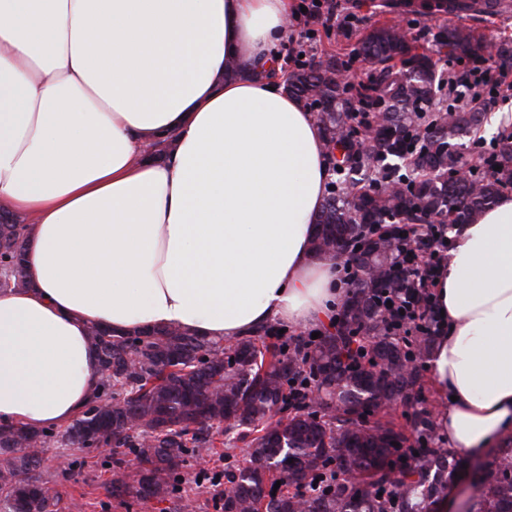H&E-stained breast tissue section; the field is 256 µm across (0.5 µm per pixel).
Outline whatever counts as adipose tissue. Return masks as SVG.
<instances>
[{"label": "adipose tissue", "mask_w": 512, "mask_h": 512, "mask_svg": "<svg viewBox=\"0 0 512 512\" xmlns=\"http://www.w3.org/2000/svg\"><path fill=\"white\" fill-rule=\"evenodd\" d=\"M293 0H0V211L29 288L0 293V425L64 428L98 378L90 325L221 341L327 328L337 257L311 249L330 178L272 75ZM247 62L229 76L225 65ZM431 383L450 447L512 428V196L451 228Z\"/></svg>", "instance_id": "ef3b65f1"}]
</instances>
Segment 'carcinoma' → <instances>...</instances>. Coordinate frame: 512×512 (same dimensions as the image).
<instances>
[{
	"label": "carcinoma",
	"mask_w": 512,
	"mask_h": 512,
	"mask_svg": "<svg viewBox=\"0 0 512 512\" xmlns=\"http://www.w3.org/2000/svg\"><path fill=\"white\" fill-rule=\"evenodd\" d=\"M439 39L460 59L484 56V44L468 30L448 27ZM413 49L402 29L369 31L358 53L373 70L360 99L339 80L347 68L334 56L287 79L288 92L315 113L336 176L316 218L312 248L346 253L354 270L343 325L312 349L297 339L266 342L275 335L271 325L225 346L181 328L114 335L91 325L100 371L82 415L61 434L0 428V501L10 512H60L53 475L41 472L46 449L58 440L79 450L128 449L137 465L111 483L112 496L168 500L174 512H190L183 469L213 447L210 427L221 424L250 448L247 465L224 471L230 488L222 512H428L455 482V453L420 447L398 491L391 485L394 443L406 437L393 426L366 422L376 409L409 404L421 380L418 366L405 368L412 348L385 316L380 289L397 298L407 294L399 257L429 250L421 226L472 224L512 190V134H502L491 153H476L470 178L453 177L460 142L478 143L485 112L445 104L438 97L444 72ZM25 228L0 219V291L28 286ZM306 378L321 393L311 403L290 387ZM409 421L417 442L433 434L431 412L415 411ZM325 471L334 479L306 493ZM278 481L293 491L273 493ZM467 512H512V448L498 452Z\"/></svg>",
	"instance_id": "carcinoma-1"
}]
</instances>
